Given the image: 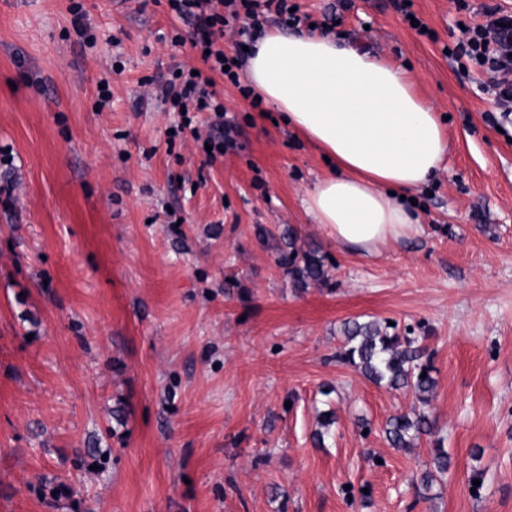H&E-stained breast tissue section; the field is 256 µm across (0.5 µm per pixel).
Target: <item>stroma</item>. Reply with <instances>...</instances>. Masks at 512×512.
<instances>
[{
    "label": "stroma",
    "instance_id": "obj_1",
    "mask_svg": "<svg viewBox=\"0 0 512 512\" xmlns=\"http://www.w3.org/2000/svg\"><path fill=\"white\" fill-rule=\"evenodd\" d=\"M72 1L0 0V512H512V115L445 52L512 0H293L301 29L405 66L448 118L421 233L372 258L306 212L320 153L224 76L234 147L168 143L178 115L142 81L203 65L168 0H80L93 41ZM287 226L329 284L278 265ZM354 318L426 338L452 458L431 499L411 483L430 439L382 436L413 396L336 359Z\"/></svg>",
    "mask_w": 512,
    "mask_h": 512
}]
</instances>
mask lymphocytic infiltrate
Segmentation results:
<instances>
[{"label":"lymphocytic infiltrate","mask_w":512,"mask_h":512,"mask_svg":"<svg viewBox=\"0 0 512 512\" xmlns=\"http://www.w3.org/2000/svg\"><path fill=\"white\" fill-rule=\"evenodd\" d=\"M176 17L195 27L194 45L204 53L205 70L199 73L184 71L153 79L154 95L173 111L180 120L174 127L175 134L192 129L194 113L212 115L211 129L204 138L215 154L221 155L234 145L236 126L225 118L223 103L217 98L214 76L225 73L231 82L239 76L233 68L234 60L217 50L216 41L223 37L226 19L219 7L223 0H168ZM483 23L468 25L463 37L450 49L455 59L469 58L487 74V86L494 95L496 109L512 112V13L502 12L496 6H484Z\"/></svg>","instance_id":"obj_1"}]
</instances>
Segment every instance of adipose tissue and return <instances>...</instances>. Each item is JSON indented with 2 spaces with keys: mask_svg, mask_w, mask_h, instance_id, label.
I'll return each instance as SVG.
<instances>
[{
  "mask_svg": "<svg viewBox=\"0 0 512 512\" xmlns=\"http://www.w3.org/2000/svg\"><path fill=\"white\" fill-rule=\"evenodd\" d=\"M245 77L328 157L305 204L338 246L373 257L418 233L410 197L435 178L449 143L407 69L327 35L274 30L256 39Z\"/></svg>",
  "mask_w": 512,
  "mask_h": 512,
  "instance_id": "adipose-tissue-1",
  "label": "adipose tissue"
}]
</instances>
